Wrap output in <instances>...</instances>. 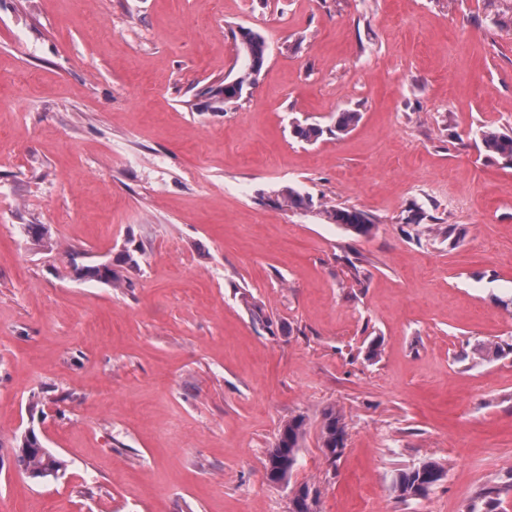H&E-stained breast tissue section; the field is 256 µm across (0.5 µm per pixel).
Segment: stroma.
I'll list each match as a JSON object with an SVG mask.
<instances>
[{"label": "stroma", "mask_w": 512, "mask_h": 512, "mask_svg": "<svg viewBox=\"0 0 512 512\" xmlns=\"http://www.w3.org/2000/svg\"><path fill=\"white\" fill-rule=\"evenodd\" d=\"M241 26L267 59L218 111L204 91L242 69ZM484 127L512 132V0H0L10 512H288L265 465L298 415L291 482L321 512H471L491 487L512 512V355L470 357L512 342V160L477 148ZM285 186L372 234L278 208ZM28 430L58 479L15 468ZM428 459L445 479L398 497ZM317 215L326 223L339 224L356 235L367 236L373 230V219L363 210L349 206L319 204ZM81 266L77 270L85 279L110 283L115 288H128L130 286L129 282L123 280L119 275L112 273V268L108 265L83 264ZM346 426L342 414L335 408L325 409L322 413L321 441L324 449L335 456L333 463L339 460L346 448ZM445 469L436 461H425L397 474L394 489L402 498H422L443 479Z\"/></svg>", "instance_id": "1"}]
</instances>
